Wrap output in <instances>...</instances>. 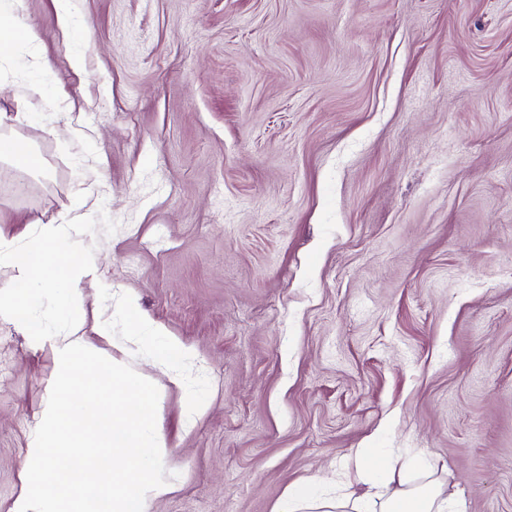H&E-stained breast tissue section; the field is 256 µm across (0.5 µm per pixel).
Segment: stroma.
Segmentation results:
<instances>
[{"label":"stroma","instance_id":"stroma-1","mask_svg":"<svg viewBox=\"0 0 512 512\" xmlns=\"http://www.w3.org/2000/svg\"><path fill=\"white\" fill-rule=\"evenodd\" d=\"M24 4L0 113L42 167L0 161V240L117 222L75 292L104 355L136 348L125 297L156 329L129 360L173 487L150 512H273L366 448L512 512V0ZM53 344L0 316V512Z\"/></svg>","mask_w":512,"mask_h":512}]
</instances>
